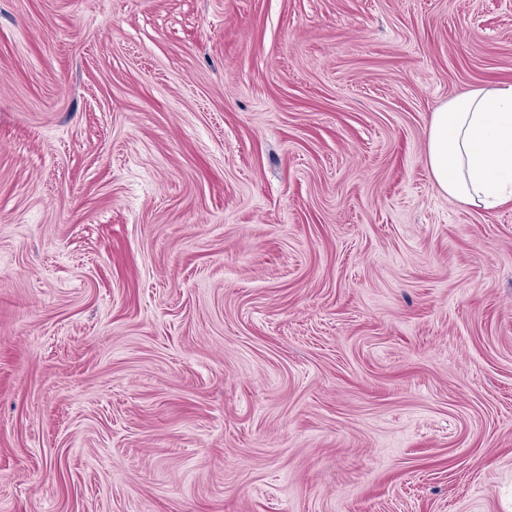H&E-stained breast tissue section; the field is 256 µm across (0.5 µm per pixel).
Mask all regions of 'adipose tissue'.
<instances>
[{
	"instance_id": "ef3b65f1",
	"label": "adipose tissue",
	"mask_w": 512,
	"mask_h": 512,
	"mask_svg": "<svg viewBox=\"0 0 512 512\" xmlns=\"http://www.w3.org/2000/svg\"><path fill=\"white\" fill-rule=\"evenodd\" d=\"M425 163L438 192L493 210L512 201V83L461 91L429 126Z\"/></svg>"
}]
</instances>
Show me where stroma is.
Here are the masks:
<instances>
[{
	"label": "stroma",
	"mask_w": 512,
	"mask_h": 512,
	"mask_svg": "<svg viewBox=\"0 0 512 512\" xmlns=\"http://www.w3.org/2000/svg\"><path fill=\"white\" fill-rule=\"evenodd\" d=\"M498 82L512 0H0V512H512ZM425 163L438 192L494 210L512 201V83L463 90L432 115Z\"/></svg>",
	"instance_id": "obj_1"
}]
</instances>
